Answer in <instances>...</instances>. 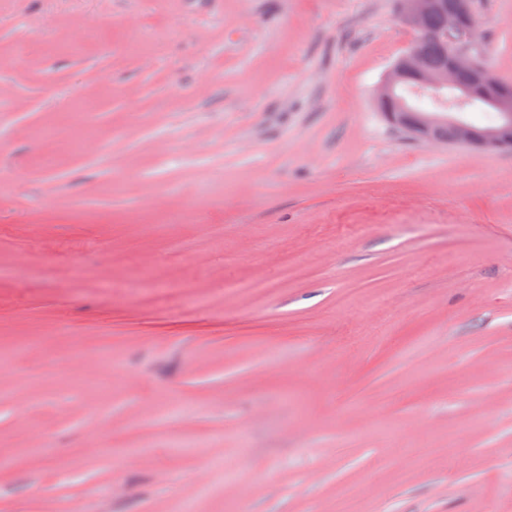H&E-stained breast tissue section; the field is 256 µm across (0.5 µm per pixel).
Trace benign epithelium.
<instances>
[{
  "label": "benign epithelium",
  "instance_id": "obj_1",
  "mask_svg": "<svg viewBox=\"0 0 512 512\" xmlns=\"http://www.w3.org/2000/svg\"><path fill=\"white\" fill-rule=\"evenodd\" d=\"M443 5V0H404L402 19L417 37L437 40L440 34L428 31L425 28V20ZM480 44L476 29L468 28L454 48L450 61L433 69L423 66L417 43L413 42L407 46L394 61L376 92L377 100L396 103L397 111L388 113L389 121L428 144L441 142L438 128L446 124L453 130L455 140L462 144L474 145L484 150H497L508 144L512 145L511 99L495 100V106L500 112L498 124L492 128L479 130L461 121L455 112H417L399 96V90L407 84L430 92H443L455 88L457 73L460 71H467L472 77L471 85L463 89L467 95L497 85V75L480 60Z\"/></svg>",
  "mask_w": 512,
  "mask_h": 512
}]
</instances>
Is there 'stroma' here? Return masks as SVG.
Here are the masks:
<instances>
[{"label": "stroma", "instance_id": "stroma-1", "mask_svg": "<svg viewBox=\"0 0 512 512\" xmlns=\"http://www.w3.org/2000/svg\"><path fill=\"white\" fill-rule=\"evenodd\" d=\"M475 18L512 81V0ZM414 37L397 0H0V512H512V150L384 120ZM38 336L123 376L60 390ZM435 446L433 439L425 434H420L413 445H406L398 433H389L391 459L407 461L410 457L411 460L418 463L421 469H429L434 464L433 451Z\"/></svg>", "mask_w": 512, "mask_h": 512}]
</instances>
